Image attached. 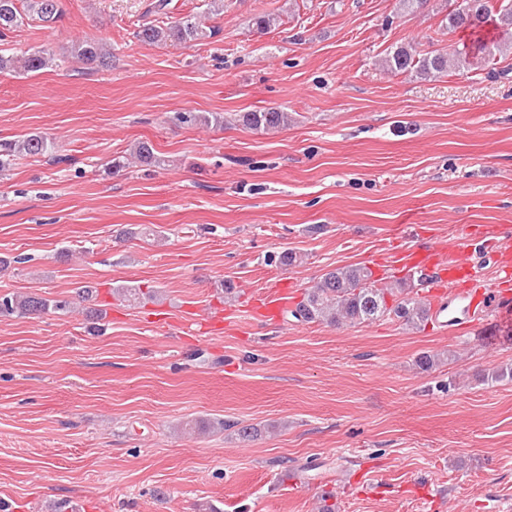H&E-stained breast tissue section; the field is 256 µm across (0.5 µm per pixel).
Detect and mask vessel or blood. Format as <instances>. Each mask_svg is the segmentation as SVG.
<instances>
[{"label": "vessel or blood", "mask_w": 512, "mask_h": 512, "mask_svg": "<svg viewBox=\"0 0 512 512\" xmlns=\"http://www.w3.org/2000/svg\"><path fill=\"white\" fill-rule=\"evenodd\" d=\"M391 266L433 277L436 285L450 284L475 318L512 320V230L496 224L482 225L480 232L464 231L441 238L424 248L395 252ZM290 303L288 290L274 285L266 289L252 312L257 321L278 319Z\"/></svg>", "instance_id": "obj_1"}]
</instances>
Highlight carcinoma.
I'll return each mask as SVG.
<instances>
[{
	"instance_id": "cac0c4a2",
	"label": "carcinoma",
	"mask_w": 512,
	"mask_h": 512,
	"mask_svg": "<svg viewBox=\"0 0 512 512\" xmlns=\"http://www.w3.org/2000/svg\"><path fill=\"white\" fill-rule=\"evenodd\" d=\"M60 17L59 0H0V35L24 25L30 18L50 28ZM446 26L451 32L470 31V42L451 53H420L411 47H399L384 59L383 64L398 74L416 71L433 76L449 70L463 72L478 60L491 64L504 46L512 43V0H501L499 5L492 0H462L458 8L446 15ZM136 37L148 44L163 41L184 45L204 39L208 34L202 18L190 14L161 25L145 22L139 26ZM71 56L83 65L102 68L108 65L110 52L96 40L83 39L73 44ZM50 61L43 51L21 59L0 55V72L18 67L27 71L39 70ZM240 121L252 130L271 131L288 127L291 116L281 109L268 108L245 112ZM52 149V142L37 133L18 140H0V172L9 168L17 157L46 156ZM134 153L139 162L147 166L164 163L146 141L137 142ZM371 277V271L365 266L331 269L306 289L303 299L290 313L301 323L362 324L387 317L415 329L431 320L430 306L414 296L411 285L414 274L385 285ZM113 293L137 303L145 296L153 297L155 290L150 288L144 292L139 286H123L113 289ZM69 305L65 299L8 293L0 295V317L39 316L51 310H64Z\"/></svg>"
}]
</instances>
